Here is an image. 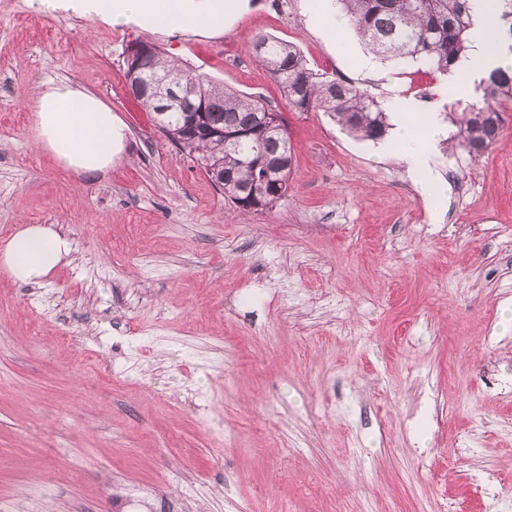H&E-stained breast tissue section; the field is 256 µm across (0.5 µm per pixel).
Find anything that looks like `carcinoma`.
Instances as JSON below:
<instances>
[{
    "instance_id": "cac0c4a2",
    "label": "carcinoma",
    "mask_w": 512,
    "mask_h": 512,
    "mask_svg": "<svg viewBox=\"0 0 512 512\" xmlns=\"http://www.w3.org/2000/svg\"><path fill=\"white\" fill-rule=\"evenodd\" d=\"M350 26L382 59L419 62L446 75L466 57L474 27L471 0H337ZM497 34L512 54V0H499ZM279 84L283 104L241 93L160 48L124 55L129 92L154 114L161 135L194 159L224 200L243 212L271 209L288 193L294 146L281 110L324 112L349 135L383 139L390 129L380 102L367 90L334 74L309 68L300 50L274 36L259 35L248 48ZM154 78L216 91L215 101L163 110L144 84ZM512 102V67L496 68L483 81L482 97L452 119L453 141L479 157L498 140L503 108Z\"/></svg>"
}]
</instances>
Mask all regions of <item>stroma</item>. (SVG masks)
<instances>
[{"instance_id":"stroma-1","label":"stroma","mask_w":512,"mask_h":512,"mask_svg":"<svg viewBox=\"0 0 512 512\" xmlns=\"http://www.w3.org/2000/svg\"><path fill=\"white\" fill-rule=\"evenodd\" d=\"M223 35H159L0 0V226L63 231L41 283L0 271V512H512V107L484 155L428 154L287 112L292 182L243 213L128 92L156 43L270 102L257 35L316 72L445 111L339 5L250 0ZM101 98L122 158L87 180L34 138L47 82Z\"/></svg>"}]
</instances>
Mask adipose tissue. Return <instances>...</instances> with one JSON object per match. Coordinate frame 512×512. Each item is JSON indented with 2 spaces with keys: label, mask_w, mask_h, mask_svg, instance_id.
Instances as JSON below:
<instances>
[{
  "label": "adipose tissue",
  "mask_w": 512,
  "mask_h": 512,
  "mask_svg": "<svg viewBox=\"0 0 512 512\" xmlns=\"http://www.w3.org/2000/svg\"><path fill=\"white\" fill-rule=\"evenodd\" d=\"M45 8L63 9L112 25L136 26L168 33L220 34L227 23L249 10V0H42ZM498 0H472L475 25L472 52L457 73L449 76L445 93L472 95L487 74L512 65L489 28ZM395 116L392 139L407 144L408 166L419 170L424 157L436 149L442 129L435 113H427L424 141L414 140L412 126L403 113L415 112L412 101L402 103ZM35 141L49 152L57 165L85 178H96L112 167L126 144L127 128L96 95L70 84H52L34 105ZM71 250L69 240L53 226L30 224L17 230L0 247V268L14 281L37 283L44 280Z\"/></svg>",
  "instance_id": "ef3b65f1"
}]
</instances>
